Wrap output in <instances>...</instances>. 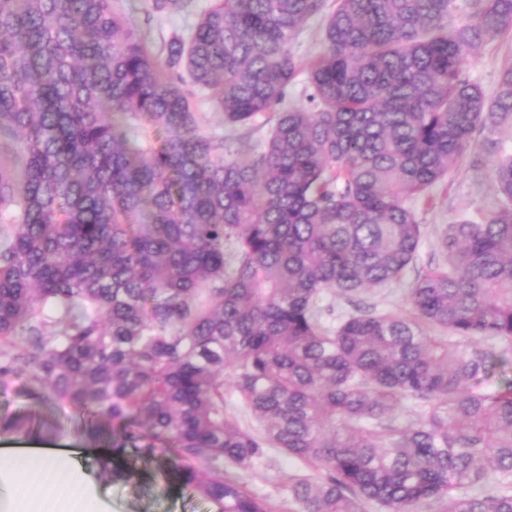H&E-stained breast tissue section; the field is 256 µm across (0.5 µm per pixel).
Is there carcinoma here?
Here are the masks:
<instances>
[{
  "label": "carcinoma",
  "mask_w": 512,
  "mask_h": 512,
  "mask_svg": "<svg viewBox=\"0 0 512 512\" xmlns=\"http://www.w3.org/2000/svg\"><path fill=\"white\" fill-rule=\"evenodd\" d=\"M506 36L512 0H212L160 57L120 0H0V378L145 430L214 512H274L241 481L273 451L309 469L291 512H512V376L487 384L512 348V155L409 313L320 304L399 279L412 202L512 129V62L492 97L463 67ZM302 73L311 110L287 102ZM209 93L250 134L277 114L250 161L203 130ZM322 16H313L304 24L302 32L292 43V51L304 58H313L324 49Z\"/></svg>",
  "instance_id": "1"
}]
</instances>
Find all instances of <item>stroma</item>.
Segmentation results:
<instances>
[{
  "label": "stroma",
  "instance_id": "1",
  "mask_svg": "<svg viewBox=\"0 0 512 512\" xmlns=\"http://www.w3.org/2000/svg\"><path fill=\"white\" fill-rule=\"evenodd\" d=\"M145 0H123L124 11L136 28L144 31L154 49H161L172 33H188L211 0H192L189 13L147 18ZM512 59V38L470 53L465 70L486 94H493L500 69ZM493 156L481 163L463 159L443 183L431 192L432 203L417 201L415 211L424 236L411 268L391 284L372 289L366 301L380 311L407 312V292L418 272L441 264L437 236L463 212L487 215L497 206L492 177ZM34 448L42 455L76 450L73 468L77 478L100 505L102 512H213V506L179 483L173 456L161 448L146 454L138 442L120 429L94 428L64 401L22 379L0 380V450ZM296 459L277 453L247 476L249 488L267 498L278 512H288L290 479L302 472Z\"/></svg>",
  "mask_w": 512,
  "mask_h": 512
}]
</instances>
